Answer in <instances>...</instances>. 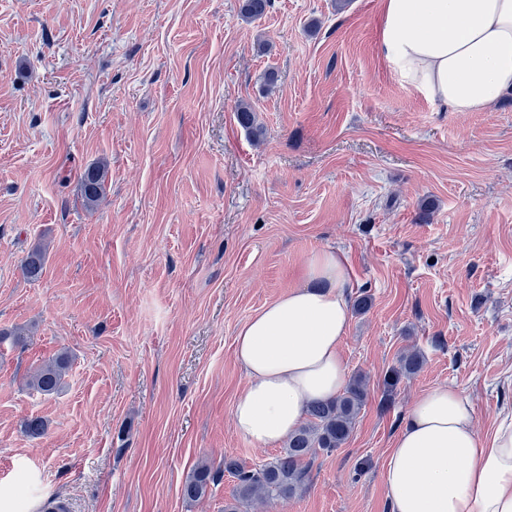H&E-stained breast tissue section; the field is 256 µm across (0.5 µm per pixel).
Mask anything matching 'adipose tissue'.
I'll list each match as a JSON object with an SVG mask.
<instances>
[{
  "label": "adipose tissue",
  "instance_id": "1",
  "mask_svg": "<svg viewBox=\"0 0 512 512\" xmlns=\"http://www.w3.org/2000/svg\"><path fill=\"white\" fill-rule=\"evenodd\" d=\"M377 50L399 80L454 112H480L512 92V0H382ZM348 261L313 253L297 289L238 330L247 383L232 409L238 435L287 440L314 400L346 384ZM392 512H512V412L487 437L473 401L452 385L412 401L384 465Z\"/></svg>",
  "mask_w": 512,
  "mask_h": 512
}]
</instances>
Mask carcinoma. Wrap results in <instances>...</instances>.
Returning <instances> with one entry per match:
<instances>
[{
	"mask_svg": "<svg viewBox=\"0 0 512 512\" xmlns=\"http://www.w3.org/2000/svg\"><path fill=\"white\" fill-rule=\"evenodd\" d=\"M271 0H243L241 16L246 20L261 17ZM239 124L252 131L258 129L257 115L251 105L240 103L236 108ZM106 168L101 164L88 167L81 175L85 206L95 207L106 190ZM44 250L36 248L23 262L27 278L36 279L43 271ZM422 361V352L412 349L401 355L399 366L390 370L384 379V390L390 396L400 382L414 374ZM70 365L68 354L60 353L48 360L30 375L27 384L42 395H52L61 387ZM367 394L366 379L359 375L350 381L346 390L331 399L308 405L307 423L289 437L287 447L268 462L248 466L237 460H224V466L201 463L188 476L183 487L184 497L196 500L204 497L210 486L220 482L224 475L234 479L231 498L224 512H246L259 499H287L303 488L309 479L310 460L318 452L326 454L344 445L352 434L357 416Z\"/></svg>",
	"mask_w": 512,
	"mask_h": 512,
	"instance_id": "carcinoma-1",
	"label": "carcinoma"
}]
</instances>
